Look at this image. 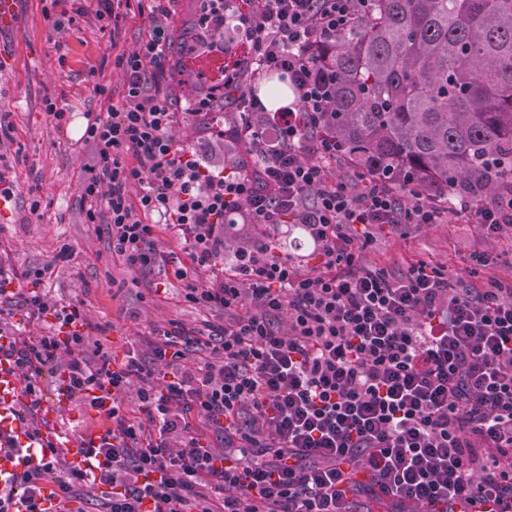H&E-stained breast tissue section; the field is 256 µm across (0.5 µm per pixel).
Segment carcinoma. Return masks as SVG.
Masks as SVG:
<instances>
[{
  "label": "carcinoma",
  "mask_w": 512,
  "mask_h": 512,
  "mask_svg": "<svg viewBox=\"0 0 512 512\" xmlns=\"http://www.w3.org/2000/svg\"><path fill=\"white\" fill-rule=\"evenodd\" d=\"M326 71L336 137L355 177L455 196L512 168V0H372ZM196 35L185 17L173 64Z\"/></svg>",
  "instance_id": "1"
}]
</instances>
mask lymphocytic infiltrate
I'll return each instance as SVG.
<instances>
[{
  "mask_svg": "<svg viewBox=\"0 0 512 512\" xmlns=\"http://www.w3.org/2000/svg\"><path fill=\"white\" fill-rule=\"evenodd\" d=\"M134 2L146 33L116 57L118 104L86 125L80 189L113 258L174 265L185 301L212 318L156 329V370L131 351L91 353L81 310L16 292L0 258V317L19 307L50 325L0 352L27 400L15 419L41 411L49 376L98 412L107 430L82 451L103 460V512H356L358 470L362 491L393 512H512V282L473 283L429 257H406L397 274L365 259L378 233L409 224L456 218L499 239L512 229V174L492 198L453 200L333 176L324 63L372 0H198L181 65L196 79L192 125L248 148L227 160L185 150L166 90L179 0ZM270 71L296 94L274 116L252 88ZM227 93L240 115L229 127L212 110ZM241 223L256 230L244 242ZM281 224L302 225L306 262L272 246L267 229ZM162 226L178 246L166 255ZM52 469L25 460L0 512H49L38 496Z\"/></svg>",
  "mask_w": 512,
  "mask_h": 512,
  "instance_id": "obj_1",
  "label": "lymphocytic infiltrate"
}]
</instances>
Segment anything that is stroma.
<instances>
[{"mask_svg":"<svg viewBox=\"0 0 512 512\" xmlns=\"http://www.w3.org/2000/svg\"><path fill=\"white\" fill-rule=\"evenodd\" d=\"M43 6V0H14L9 23L0 27V113H8L13 125L11 139L0 142V173L14 193L10 205L0 206V252L20 275L18 292L34 290L58 306H80L97 326L91 342L110 355L131 350L147 361L153 326L170 320L197 326L204 314L184 301L172 266L130 269L113 261L108 229L88 223L90 203L79 188L90 147L70 136L71 125L86 113L106 114L121 79L116 52L135 47L145 25L123 13L114 29L104 30L94 18L93 0H60L59 11L74 24L59 31ZM47 98L66 108L63 125L47 117ZM483 245L476 225L452 219L381 236L366 259L396 272L401 257L414 249L462 276L463 253ZM37 270L40 284L23 280V273ZM151 282L164 283L165 292L148 293ZM34 424L76 443L102 426L94 409L75 400L52 418L35 417Z\"/></svg>","mask_w":512,"mask_h":512,"instance_id":"1","label":"stroma"}]
</instances>
